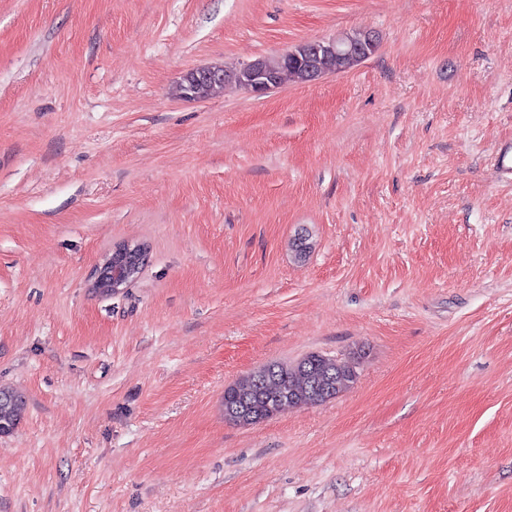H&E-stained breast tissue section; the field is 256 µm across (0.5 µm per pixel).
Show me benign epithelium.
<instances>
[{"instance_id":"1","label":"benign epithelium","mask_w":512,"mask_h":512,"mask_svg":"<svg viewBox=\"0 0 512 512\" xmlns=\"http://www.w3.org/2000/svg\"><path fill=\"white\" fill-rule=\"evenodd\" d=\"M348 45V54L364 58L365 49L355 42L345 41V37L304 41L297 45L292 53L293 64L301 68L309 79L315 81L330 73L323 62L336 56L342 44ZM185 81V97L196 98L204 88L233 82L247 92L262 96L280 85L277 75L271 71L262 58H258L243 68L235 71H219L209 66L196 67L183 75ZM138 246L126 244L122 257L117 261L116 268H97L92 276L90 287L101 293H117L126 288L128 282L137 271L133 257Z\"/></svg>"}]
</instances>
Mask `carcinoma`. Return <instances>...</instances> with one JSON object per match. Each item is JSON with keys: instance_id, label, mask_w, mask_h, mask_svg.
<instances>
[{"instance_id": "1", "label": "carcinoma", "mask_w": 512, "mask_h": 512, "mask_svg": "<svg viewBox=\"0 0 512 512\" xmlns=\"http://www.w3.org/2000/svg\"><path fill=\"white\" fill-rule=\"evenodd\" d=\"M267 64L278 71L288 70L285 79L306 81V76L286 61V54L266 58ZM335 376L336 392L351 387L357 379L354 367L345 361H332L310 353L296 362H275L252 371L224 389V419L236 425L248 426L274 416L271 407H302L324 402L314 392V383ZM249 405V419L236 414V405ZM24 402L15 392L0 388V434L10 433L17 425Z\"/></svg>"}]
</instances>
